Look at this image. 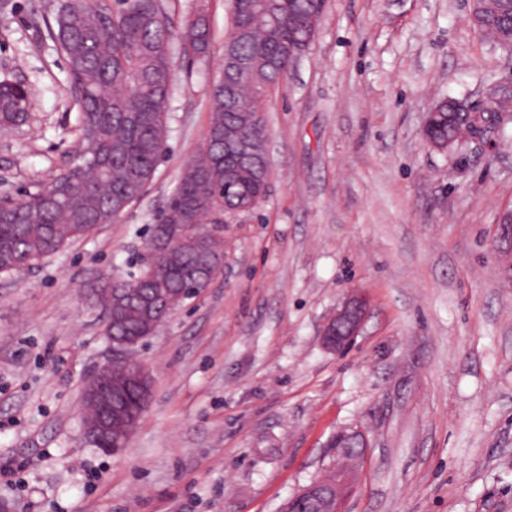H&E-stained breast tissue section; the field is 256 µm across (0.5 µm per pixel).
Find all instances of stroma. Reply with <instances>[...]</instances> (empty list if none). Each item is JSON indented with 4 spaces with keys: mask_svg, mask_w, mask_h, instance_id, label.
<instances>
[{
    "mask_svg": "<svg viewBox=\"0 0 512 512\" xmlns=\"http://www.w3.org/2000/svg\"><path fill=\"white\" fill-rule=\"evenodd\" d=\"M175 55L165 150L142 198L0 273V455L21 464L16 512H279L324 472L330 438L371 446L347 512H512V283L499 225L512 143L443 153L426 112L512 91V55L473 27L469 0H324L313 43L270 91L271 177L225 216L209 285L132 352L153 376L126 448L82 435V392L116 354L90 285L137 275L182 170L203 145L231 31L208 0L207 57H180L197 0H162ZM62 0H0V82L25 84L0 129V201L44 189L76 158L80 103L47 33ZM350 293L367 318L341 352L321 324Z\"/></svg>",
    "mask_w": 512,
    "mask_h": 512,
    "instance_id": "stroma-1",
    "label": "stroma"
}]
</instances>
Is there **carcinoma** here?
Here are the masks:
<instances>
[{
	"instance_id": "1",
	"label": "carcinoma",
	"mask_w": 512,
	"mask_h": 512,
	"mask_svg": "<svg viewBox=\"0 0 512 512\" xmlns=\"http://www.w3.org/2000/svg\"><path fill=\"white\" fill-rule=\"evenodd\" d=\"M65 0L48 27L64 53L79 96L77 162L62 169L41 192L18 202H0V272L21 273L58 251L72 238L117 220L141 197L153 178L167 138V103L172 83L168 47L171 23L158 0ZM232 21L246 17L249 38L233 49L250 63L238 87V103L228 109L224 95L210 92L211 119L204 144L185 167L155 229L162 256L138 275L102 288L97 303L112 313V337L139 336L146 325L143 303L168 312L192 291H200L196 264L222 257L224 240L203 226L205 217L246 212L267 189L265 176L230 148L260 136L259 95L288 73V44L306 38L314 0H231ZM184 42L203 56L210 33L205 15L184 27ZM28 102L10 82L0 83V123L25 119ZM496 142L512 141V99L492 94L487 109L471 114ZM442 108L425 139L437 144L452 136ZM135 365H112V436L126 434L129 422L117 416L138 411L142 394L133 389Z\"/></svg>"
}]
</instances>
